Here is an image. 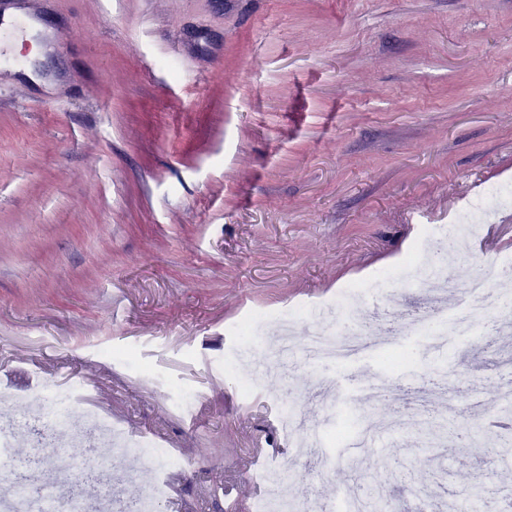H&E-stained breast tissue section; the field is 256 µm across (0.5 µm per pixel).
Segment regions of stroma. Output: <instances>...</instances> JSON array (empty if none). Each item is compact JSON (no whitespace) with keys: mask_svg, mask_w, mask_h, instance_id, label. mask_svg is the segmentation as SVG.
Listing matches in <instances>:
<instances>
[{"mask_svg":"<svg viewBox=\"0 0 512 512\" xmlns=\"http://www.w3.org/2000/svg\"><path fill=\"white\" fill-rule=\"evenodd\" d=\"M58 39L28 74L0 67V419L19 411L13 450L40 425L23 392L37 380L82 389L68 408L105 413L130 436L185 459L163 512H230L265 485L256 448L292 460L286 497L329 512L340 490L394 512H448L479 488L512 504V452L468 399L497 402L512 381V332L428 348L402 336L357 427L370 463L328 442L320 476L280 428L293 401L332 428L316 375L292 357L253 362L239 326L299 308L295 342L340 323L336 298L425 311L427 283L403 275L426 226L444 229L469 200L512 182V0H47ZM512 256V202L478 224L450 280ZM392 273L383 293L374 287ZM199 403L184 415L183 387ZM115 462L107 488L131 501L160 477Z\"/></svg>","mask_w":512,"mask_h":512,"instance_id":"1","label":"stroma"}]
</instances>
